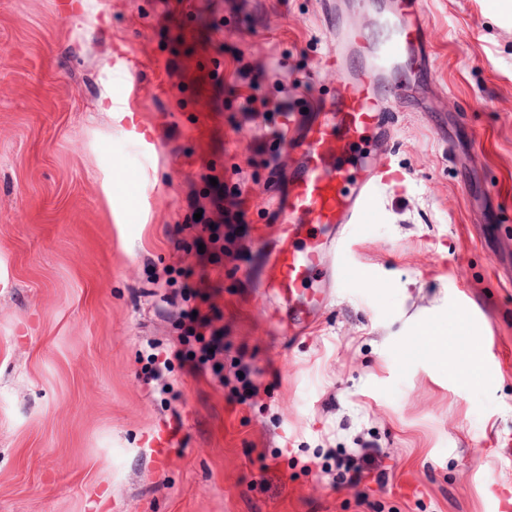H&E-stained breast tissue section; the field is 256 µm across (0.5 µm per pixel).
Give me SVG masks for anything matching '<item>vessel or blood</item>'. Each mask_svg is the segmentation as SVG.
Instances as JSON below:
<instances>
[{
  "mask_svg": "<svg viewBox=\"0 0 512 512\" xmlns=\"http://www.w3.org/2000/svg\"><path fill=\"white\" fill-rule=\"evenodd\" d=\"M421 5L422 0H396L380 35L349 34V42L364 49L361 62L350 77L332 86L317 107L318 118L296 144L301 164L287 195L275 199L279 237L263 268L267 287L288 313L281 335H302L314 323L324 295L323 288L312 285L316 272L328 281L354 273L341 259L346 227L367 222L381 183L380 171L355 166L354 157L368 140L394 136L390 115L405 96L400 77L428 52ZM170 42L194 151L206 157L224 134V115L211 102L223 76L222 63L190 30L175 31ZM178 443L175 428L158 431L150 451L156 468L167 467Z\"/></svg>",
  "mask_w": 512,
  "mask_h": 512,
  "instance_id": "b4317fda",
  "label": "vessel or blood"
}]
</instances>
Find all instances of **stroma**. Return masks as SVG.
<instances>
[{
  "label": "stroma",
  "mask_w": 512,
  "mask_h": 512,
  "mask_svg": "<svg viewBox=\"0 0 512 512\" xmlns=\"http://www.w3.org/2000/svg\"><path fill=\"white\" fill-rule=\"evenodd\" d=\"M55 2L0 0V512H492L512 485V363L485 353L473 380L448 364L460 313L512 350V17L495 0H426L431 50L386 145L397 176L348 230L358 275L290 342L269 332L261 271L270 191L287 190L290 142L314 115L284 108L276 83L313 67L337 28L377 32L393 0H195L228 131L201 165L168 71L169 0H63L61 15ZM137 50L134 90L112 92L149 152L97 109L108 66ZM241 92L265 111L245 120ZM270 113L287 139L271 153L255 137ZM116 165L146 223H114ZM194 313L216 354L178 342ZM431 323L447 351L404 359ZM167 424L183 441L155 470ZM363 448L385 486L340 481L337 461Z\"/></svg>",
  "instance_id": "stroma-1"
}]
</instances>
